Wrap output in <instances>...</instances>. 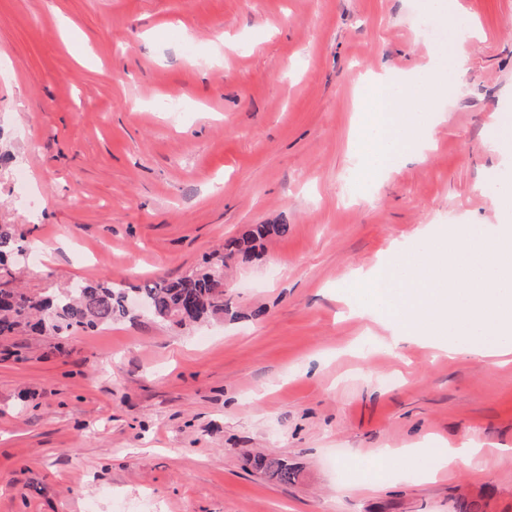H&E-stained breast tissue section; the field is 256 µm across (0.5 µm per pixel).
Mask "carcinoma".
<instances>
[{
  "label": "carcinoma",
  "mask_w": 512,
  "mask_h": 512,
  "mask_svg": "<svg viewBox=\"0 0 512 512\" xmlns=\"http://www.w3.org/2000/svg\"><path fill=\"white\" fill-rule=\"evenodd\" d=\"M286 224H257L239 238L228 240L225 255L178 280H145L134 288L112 282L96 286L74 284L55 295H34L17 288H0V336H13L22 328L48 333L63 340L79 329H94L132 314L128 298L136 296L151 315L183 326L224 313V258L249 263L256 242L271 234L284 235ZM25 233L14 224H0V266L24 253ZM256 470L281 483L294 482L298 470L288 460L270 454L253 458Z\"/></svg>",
  "instance_id": "obj_1"
}]
</instances>
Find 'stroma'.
I'll list each match as a JSON object with an SVG mask.
<instances>
[{"label":"stroma","instance_id":"1","mask_svg":"<svg viewBox=\"0 0 512 512\" xmlns=\"http://www.w3.org/2000/svg\"><path fill=\"white\" fill-rule=\"evenodd\" d=\"M457 2L453 106L367 189L358 93L384 69L432 77L419 0H0V223L42 252L13 280L176 279L251 225L288 227L231 262L221 321L143 314L60 353L0 339V512H512V364L397 358L353 292L449 212L491 230L486 185L512 188L492 147L512 124V0ZM464 439L508 449L433 478L379 459ZM260 451L296 481L253 470Z\"/></svg>","mask_w":512,"mask_h":512}]
</instances>
